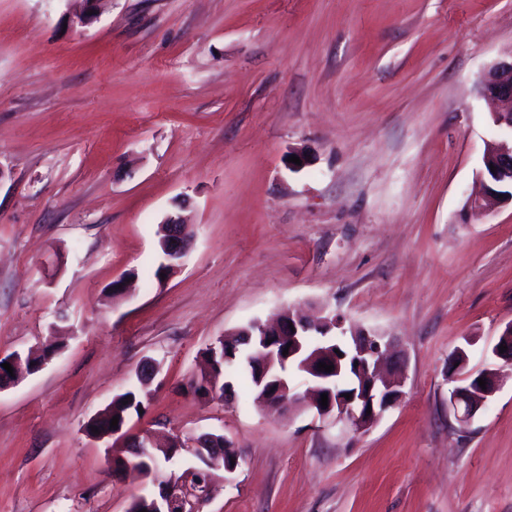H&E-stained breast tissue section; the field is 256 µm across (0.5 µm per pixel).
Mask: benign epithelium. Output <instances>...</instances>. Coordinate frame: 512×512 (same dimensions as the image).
Masks as SVG:
<instances>
[{
	"instance_id": "obj_1",
	"label": "benign epithelium",
	"mask_w": 512,
	"mask_h": 512,
	"mask_svg": "<svg viewBox=\"0 0 512 512\" xmlns=\"http://www.w3.org/2000/svg\"><path fill=\"white\" fill-rule=\"evenodd\" d=\"M81 13L70 18L74 27L89 24L100 14L104 0H82ZM481 89L489 98L502 104L503 109L493 116L496 126L512 132V59L496 62L482 77ZM496 170H491V167ZM479 178L483 197L471 201V207L480 211L483 200L489 198L502 205H512V193L501 195L499 189L512 186V146L506 141L491 142L487 145L482 160ZM167 238L158 242L163 273L172 274L177 270L191 244L192 226L176 214L165 217ZM242 335L246 342L257 339L261 343L259 355L263 370H269L274 363L273 340L286 336L291 343L288 358L302 360L299 366L306 378L308 391L313 395L312 407L321 418L333 417L336 421L348 422L356 432L370 429L382 414L395 405L403 396L405 384L404 362L396 355L390 342L384 337L358 327H344V320L332 313L311 318L299 308H286L271 323L253 321L249 326L239 328L231 335ZM505 346L507 350L500 351ZM493 355L512 366V322L507 324L493 348ZM7 362L13 373L0 368V387L15 382V376L23 371L26 358L15 353ZM333 366L330 372L321 371L319 363ZM468 355L458 347L448 357V374L454 382L448 396V410L463 426L470 424L478 411L497 391L499 372L486 368L477 373L467 370ZM354 370L358 382L349 391L351 398L343 397L342 378L345 372ZM486 380L481 388L478 379ZM327 394L328 406L320 404L321 395ZM262 402L274 410L288 409L299 403V396L293 393L288 378L275 377L264 387ZM371 413H366V410ZM218 437L213 433L201 435L196 441L194 456L206 467H190L181 476L168 475L154 466L142 474L159 487L161 496L155 500V512H199L206 504L214 471H224V481L237 470L235 465L222 464L221 450L215 447Z\"/></svg>"
}]
</instances>
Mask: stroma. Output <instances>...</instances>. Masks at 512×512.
Instances as JSON below:
<instances>
[{
	"mask_svg": "<svg viewBox=\"0 0 512 512\" xmlns=\"http://www.w3.org/2000/svg\"><path fill=\"white\" fill-rule=\"evenodd\" d=\"M79 7L0 0V356L63 341L0 390V512H128L146 483L84 426L148 361L127 433L240 457L203 512H512V208L466 209L503 136L477 80L512 50V0H107L68 27ZM179 199L195 240L158 282ZM289 306L400 352L369 430L190 391L218 338ZM462 345L502 375L465 428Z\"/></svg>",
	"mask_w": 512,
	"mask_h": 512,
	"instance_id": "35a3bbf8",
	"label": "stroma"
}]
</instances>
